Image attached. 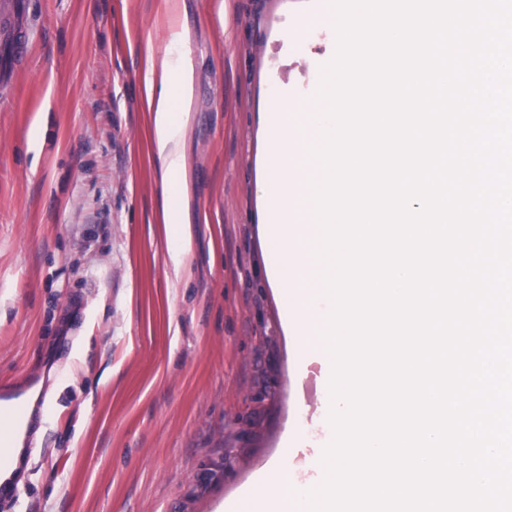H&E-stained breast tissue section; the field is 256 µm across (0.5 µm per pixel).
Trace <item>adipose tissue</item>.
I'll return each mask as SVG.
<instances>
[{"label":"adipose tissue","instance_id":"ef3b65f1","mask_svg":"<svg viewBox=\"0 0 512 512\" xmlns=\"http://www.w3.org/2000/svg\"><path fill=\"white\" fill-rule=\"evenodd\" d=\"M146 100L154 129L159 171L158 207L162 220L177 234L178 247L169 259L181 274L192 249L191 185L185 143L190 131L194 71L188 61L148 63Z\"/></svg>","mask_w":512,"mask_h":512}]
</instances>
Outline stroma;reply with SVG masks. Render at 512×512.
Wrapping results in <instances>:
<instances>
[{"instance_id":"stroma-1","label":"stroma","mask_w":512,"mask_h":512,"mask_svg":"<svg viewBox=\"0 0 512 512\" xmlns=\"http://www.w3.org/2000/svg\"><path fill=\"white\" fill-rule=\"evenodd\" d=\"M0 0V389L41 385L22 483L0 512H215L290 449L297 482L326 430L321 365L295 372L258 269V115L313 99L312 0ZM189 59V274L157 210L145 60Z\"/></svg>"}]
</instances>
